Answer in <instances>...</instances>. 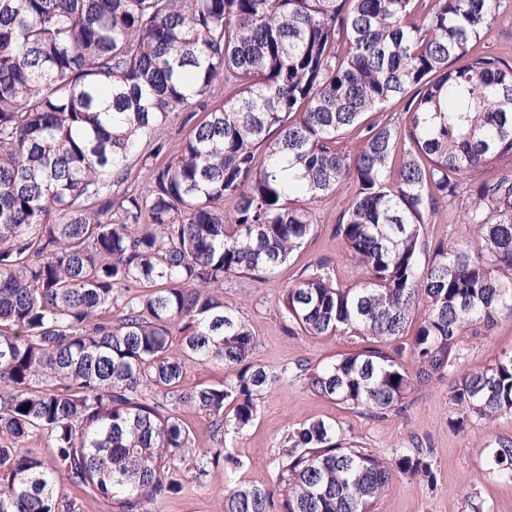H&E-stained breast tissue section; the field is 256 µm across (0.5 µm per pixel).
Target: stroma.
I'll return each mask as SVG.
<instances>
[{
    "label": "stroma",
    "instance_id": "1",
    "mask_svg": "<svg viewBox=\"0 0 512 512\" xmlns=\"http://www.w3.org/2000/svg\"><path fill=\"white\" fill-rule=\"evenodd\" d=\"M473 52L491 54L512 65V2L501 11L487 37L474 45ZM355 192L354 184L348 182L315 203L314 231L288 263L261 279L234 277L225 286V303L232 306L256 339L255 363L278 374L279 380L265 394L255 420L241 430L226 429L219 440L210 432L205 410H181L180 416L192 430L198 448H224L238 458L240 466L234 471L221 464L211 467L200 483L188 466H181L180 492L150 504L149 512H223L227 483L278 484V460L286 435L316 420L333 424L344 438L385 459L415 446L427 449L432 479L397 475L379 501L377 512H473L477 506L483 512H512V480L489 474L485 463L487 445L512 438V415H503L490 424L471 418L458 428L454 422L463 410L451 396L463 373L482 370L498 357L512 353V318L499 317L487 332L465 336L455 366L434 377L398 412L379 417L354 412L312 393L300 374L301 366L322 368L372 344L364 336L352 339L308 334L289 319L282 306L285 290L308 266L319 261L327 264L338 286L352 287L366 280L365 270L336 234ZM467 205L463 198L455 207L431 214L425 228L428 243L471 239L470 228L464 222Z\"/></svg>",
    "mask_w": 512,
    "mask_h": 512
}]
</instances>
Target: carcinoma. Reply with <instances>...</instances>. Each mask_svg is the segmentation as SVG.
<instances>
[{
	"instance_id": "1",
	"label": "carcinoma",
	"mask_w": 512,
	"mask_h": 512,
	"mask_svg": "<svg viewBox=\"0 0 512 512\" xmlns=\"http://www.w3.org/2000/svg\"><path fill=\"white\" fill-rule=\"evenodd\" d=\"M504 3L0 0V433L55 448L47 463L0 445V512H58L65 480L112 512H148L179 492V462L198 482L238 468L196 448L178 415L242 429L277 381L224 284L287 263L313 203L347 181L339 235L368 279L340 288L318 262L285 311L311 335L397 339L420 321L411 366L365 347L309 373L314 394L401 410L468 331L512 317V173L484 177L493 160L512 168V66L472 53ZM393 99L407 100L402 126L383 115ZM190 108L205 117L177 156L124 188L131 158L158 156L160 130ZM465 193L476 243L440 242L421 265L429 215ZM117 301L121 317L100 318ZM214 359L232 383L183 387L189 364ZM452 396L468 417L511 415L512 356ZM487 466L512 479V439ZM398 474L433 478L420 448L385 460L313 421L285 437L278 484L227 486L224 512H376Z\"/></svg>"
}]
</instances>
